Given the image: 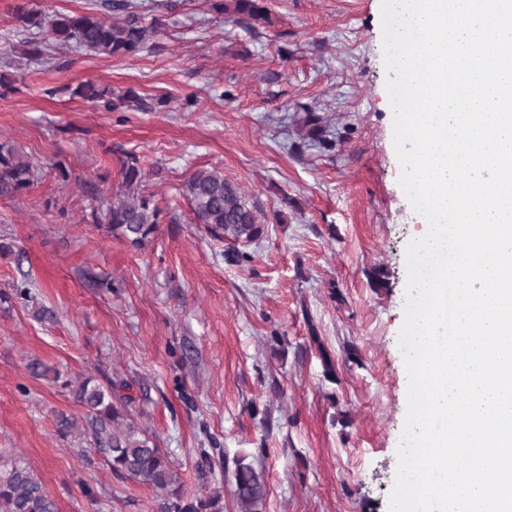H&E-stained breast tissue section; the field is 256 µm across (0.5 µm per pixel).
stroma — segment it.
I'll return each mask as SVG.
<instances>
[{
	"mask_svg": "<svg viewBox=\"0 0 512 512\" xmlns=\"http://www.w3.org/2000/svg\"><path fill=\"white\" fill-rule=\"evenodd\" d=\"M88 2L0 0V148L38 174L0 197V462L29 463L57 512H158L155 491L113 474L89 434L56 431L58 414L87 416L65 381H122L187 491H220L224 512H239L241 454L267 473L264 512H389L408 399L407 248L425 218L399 183L383 105L382 0H263L272 23L256 29L206 0L174 12L143 0L153 45L124 59L15 18L21 3L47 17ZM33 41L43 63L27 60ZM86 81L153 108L70 97ZM307 112L323 117L325 143L301 128ZM129 155L170 217L142 249L103 219ZM199 168L240 186L264 238L241 247L194 224L182 186ZM238 250L244 260L227 261ZM34 359L60 380L32 377ZM337 410L347 425L332 423Z\"/></svg>",
	"mask_w": 512,
	"mask_h": 512,
	"instance_id": "1",
	"label": "stroma"
}]
</instances>
